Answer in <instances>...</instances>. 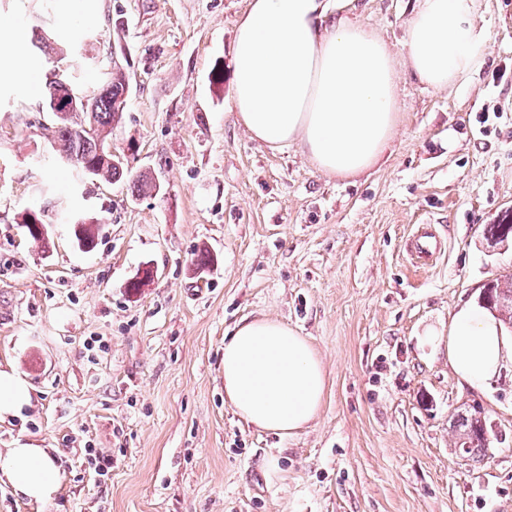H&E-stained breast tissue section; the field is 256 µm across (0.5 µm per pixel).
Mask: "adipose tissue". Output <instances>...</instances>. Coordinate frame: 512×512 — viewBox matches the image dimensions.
<instances>
[{
  "instance_id": "1",
  "label": "adipose tissue",
  "mask_w": 512,
  "mask_h": 512,
  "mask_svg": "<svg viewBox=\"0 0 512 512\" xmlns=\"http://www.w3.org/2000/svg\"><path fill=\"white\" fill-rule=\"evenodd\" d=\"M475 0H416L406 28L405 65L424 86L444 90L477 73L488 54ZM397 62L387 45L331 0H249L232 47V103L250 136L274 149L298 145L320 172L340 178L381 160L398 122ZM422 346L446 352L458 383L471 388L512 362V337L483 308L465 305L447 332L426 329ZM325 369L310 340L283 322L246 319L224 338V398L254 428L288 437L320 413ZM0 480L37 502L57 494L47 449L0 451Z\"/></svg>"
}]
</instances>
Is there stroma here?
<instances>
[{
	"label": "stroma",
	"instance_id": "stroma-1",
	"mask_svg": "<svg viewBox=\"0 0 512 512\" xmlns=\"http://www.w3.org/2000/svg\"><path fill=\"white\" fill-rule=\"evenodd\" d=\"M248 0H0V369L31 403L0 420V450L45 448L54 499L0 512H512V364L488 388L460 386L425 327L512 273V0H478L489 58L445 91L401 73L397 133L382 162L349 179L298 145L274 150L237 125L230 69ZM415 0H341V13L403 57ZM57 48H96L85 88L119 61L128 108L112 147L151 169L156 195L77 176L54 158L44 86ZM487 124H480L483 112ZM41 209L43 249L18 216ZM98 226L78 247L61 216ZM435 225L444 258L414 269L404 243ZM208 248L213 268H194ZM146 264L154 280L127 283ZM269 316L307 336L327 389L319 417L286 438L246 425L224 401V337ZM480 404L496 432L484 458L454 446L452 416ZM111 457L99 472L91 452Z\"/></svg>",
	"mask_w": 512,
	"mask_h": 512
}]
</instances>
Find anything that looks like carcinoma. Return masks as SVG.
Wrapping results in <instances>:
<instances>
[{
	"mask_svg": "<svg viewBox=\"0 0 512 512\" xmlns=\"http://www.w3.org/2000/svg\"><path fill=\"white\" fill-rule=\"evenodd\" d=\"M46 89L45 107L52 117L47 131L61 161L82 173L90 170L93 177L108 183L126 181L139 196L154 193L157 178L152 172L132 177L125 166L112 163L100 151L101 146L111 144L112 128L127 110L130 78L122 65L113 63L106 77L91 89L56 77L47 81ZM486 233L491 240L504 242L512 236V222L490 224ZM484 293L485 305L512 326V273L488 284ZM453 431L461 453L472 458L486 456L493 431L482 412L473 406L458 412Z\"/></svg>",
	"mask_w": 512,
	"mask_h": 512,
	"instance_id": "obj_1",
	"label": "carcinoma"
}]
</instances>
